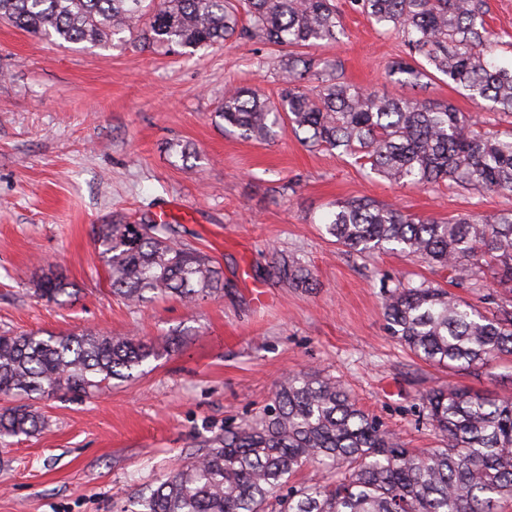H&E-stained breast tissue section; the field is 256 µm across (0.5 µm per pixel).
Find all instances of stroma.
<instances>
[{
	"label": "stroma",
	"instance_id": "obj_1",
	"mask_svg": "<svg viewBox=\"0 0 512 512\" xmlns=\"http://www.w3.org/2000/svg\"><path fill=\"white\" fill-rule=\"evenodd\" d=\"M342 33L313 49L345 81L391 98L443 100L478 119L465 91H427L388 73L401 34L336 0ZM281 56L256 40L194 54L126 45L61 46L0 23V334L86 327L172 339L143 374L80 398H28L44 418L31 437L0 442V512H123L130 496L201 450L225 425L255 415L290 373L341 380L358 405L411 448L438 435L420 410L429 388L512 398V361L479 373L428 364L385 329L381 281L440 282L474 304L449 271L391 253H345L323 219L366 196L416 217L512 210V194L443 184L390 185L339 151L293 134L271 143L224 133L216 110L229 83L276 96ZM186 145L189 158L174 150ZM187 211L193 242L219 261L224 295L188 308L158 298L137 308L113 297L95 231L169 204ZM283 255L311 270L295 288L271 274ZM62 272L76 295L58 305L31 286Z\"/></svg>",
	"mask_w": 512,
	"mask_h": 512
}]
</instances>
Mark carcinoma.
I'll return each instance as SVG.
<instances>
[{
  "label": "carcinoma",
  "mask_w": 512,
  "mask_h": 512,
  "mask_svg": "<svg viewBox=\"0 0 512 512\" xmlns=\"http://www.w3.org/2000/svg\"><path fill=\"white\" fill-rule=\"evenodd\" d=\"M382 26L401 31L406 53L390 74L421 90L443 76L481 108L512 118V65L497 61L501 42L485 25L487 0H350ZM0 20L63 44L116 48L140 42L166 51L231 39L258 40L283 53L282 86L271 99L247 86L224 88V132L268 142L289 129L309 148L339 150L392 184L427 187L450 180L465 190L512 193V130L477 129L451 103L388 98L342 80L336 64L306 50L336 42V0H0ZM325 231L352 254L393 252L448 270L474 292L484 266L512 292V210L420 219L366 197L336 204ZM183 225L154 213L97 227L112 294L137 307L159 297L190 306L224 295V273L184 237ZM273 275L308 288L309 269L275 263ZM59 273L34 294L71 296ZM386 330L418 358L459 371L512 357V300L480 307L438 282L382 285ZM139 336L95 329L42 337L0 335V394L90 395L141 372L167 351ZM440 433L437 448L406 447L366 414L338 380L294 373L263 412L203 441L126 512H499L512 502V399L454 386L420 397ZM44 420L27 406L0 412V440L31 436ZM307 464L330 480L295 481Z\"/></svg>",
  "instance_id": "1"
}]
</instances>
